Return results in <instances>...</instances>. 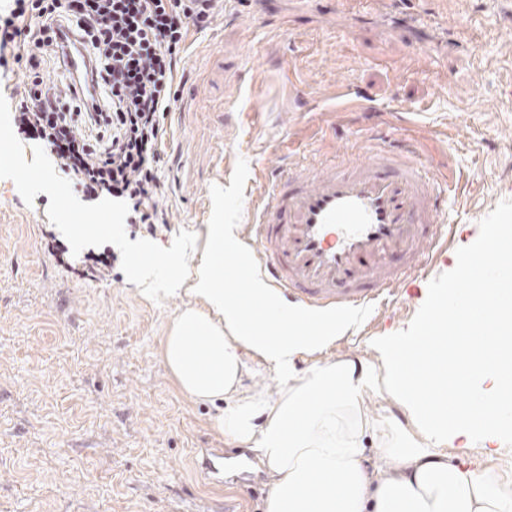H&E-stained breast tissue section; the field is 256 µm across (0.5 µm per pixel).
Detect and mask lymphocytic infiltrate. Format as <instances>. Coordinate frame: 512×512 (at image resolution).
Returning a JSON list of instances; mask_svg holds the SVG:
<instances>
[{
    "label": "lymphocytic infiltrate",
    "instance_id": "1",
    "mask_svg": "<svg viewBox=\"0 0 512 512\" xmlns=\"http://www.w3.org/2000/svg\"><path fill=\"white\" fill-rule=\"evenodd\" d=\"M223 12L224 0H11L0 67L20 91L17 134L41 143L83 197L124 201L127 223L155 232L169 216L165 134L188 82L185 42ZM68 33L91 70L89 86L64 93L43 72L65 68Z\"/></svg>",
    "mask_w": 512,
    "mask_h": 512
}]
</instances>
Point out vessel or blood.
<instances>
[{"label": "vessel or blood", "instance_id": "obj_1", "mask_svg": "<svg viewBox=\"0 0 512 512\" xmlns=\"http://www.w3.org/2000/svg\"><path fill=\"white\" fill-rule=\"evenodd\" d=\"M338 161L275 166L266 201L254 205L245 250L253 268L281 297L306 312L369 316L396 297L406 280L425 274L446 250L449 234L438 182L422 155L384 139ZM512 226L484 232L494 258ZM401 256L403 268L392 264ZM452 287L493 288L473 258H461Z\"/></svg>", "mask_w": 512, "mask_h": 512}]
</instances>
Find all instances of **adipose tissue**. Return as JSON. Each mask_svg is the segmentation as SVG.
I'll list each match as a JSON object with an SVG mask.
<instances>
[{"label":"adipose tissue","instance_id":"adipose-tissue-1","mask_svg":"<svg viewBox=\"0 0 512 512\" xmlns=\"http://www.w3.org/2000/svg\"><path fill=\"white\" fill-rule=\"evenodd\" d=\"M228 269L241 287H225ZM187 282L200 304L173 318L162 358L184 395L222 402L218 430L250 448L271 477L265 512H512L511 472L462 463L473 448L490 458L512 451L511 288L472 289L461 308L435 296L417 335L382 345L374 368L316 360L350 320L278 300L232 225H211ZM300 357L311 365L297 369ZM255 364L275 371V397L245 389ZM369 391L401 403L415 430L372 420L361 408ZM368 435L379 460L371 470ZM445 446L458 458L442 454Z\"/></svg>","mask_w":512,"mask_h":512}]
</instances>
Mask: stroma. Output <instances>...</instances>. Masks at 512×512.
<instances>
[{
  "label": "stroma",
  "instance_id": "stroma-1",
  "mask_svg": "<svg viewBox=\"0 0 512 512\" xmlns=\"http://www.w3.org/2000/svg\"><path fill=\"white\" fill-rule=\"evenodd\" d=\"M183 66L160 246L183 230L206 241L212 224L243 231L276 160L332 162L339 131L406 128L452 176L447 252L327 359L377 363L373 338L403 335L457 259L480 252L486 226L512 223V0H224L223 16L189 33ZM343 78L377 113L326 111ZM48 204L0 179V512H220L228 499L264 512L258 460L234 485L193 471L199 451L236 450L216 406L180 393L161 359L173 317L196 298L150 300L117 262L106 279H79L69 267L83 258Z\"/></svg>",
  "mask_w": 512,
  "mask_h": 512
}]
</instances>
